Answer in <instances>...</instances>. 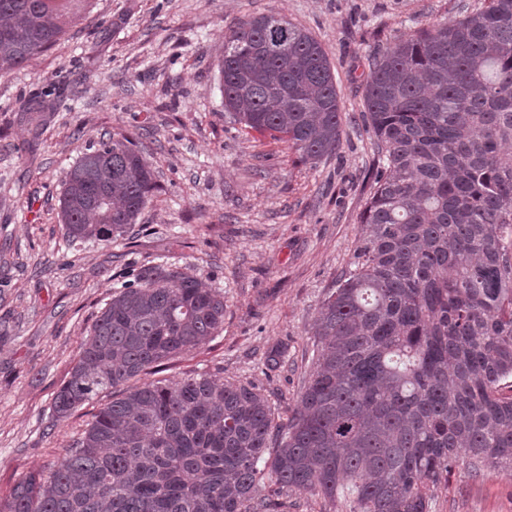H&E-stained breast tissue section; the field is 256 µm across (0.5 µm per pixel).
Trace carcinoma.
<instances>
[{"label": "carcinoma", "instance_id": "1", "mask_svg": "<svg viewBox=\"0 0 512 512\" xmlns=\"http://www.w3.org/2000/svg\"><path fill=\"white\" fill-rule=\"evenodd\" d=\"M91 0H0V76L54 46ZM224 114L285 135L301 159L341 144L328 54L273 14L224 33ZM366 118L380 154L354 268L324 299L315 368L285 422L253 385L208 374L129 382L224 330V294L143 265L100 310L53 410L103 391L60 465L0 512H284L288 493L343 512H430L463 460L512 467V0L469 5L370 54ZM157 188L127 136L66 174L68 242L121 237Z\"/></svg>", "mask_w": 512, "mask_h": 512}]
</instances>
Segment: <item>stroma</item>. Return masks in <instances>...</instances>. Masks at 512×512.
Here are the masks:
<instances>
[{
	"instance_id": "obj_1",
	"label": "stroma",
	"mask_w": 512,
	"mask_h": 512,
	"mask_svg": "<svg viewBox=\"0 0 512 512\" xmlns=\"http://www.w3.org/2000/svg\"><path fill=\"white\" fill-rule=\"evenodd\" d=\"M68 34L0 77V500L27 474L59 465L112 399L67 417L52 403L122 276L166 261L224 294V330L175 359L193 373L255 385L292 415L316 356L321 304L353 267L377 168L364 83L371 51L461 16L462 0H92ZM275 14L325 47L342 116L341 145L301 161L280 134L226 122L217 61L224 33ZM55 90L43 133L19 110ZM129 135L158 188L127 232L130 246L68 245L59 209L66 174L92 143ZM285 350L284 365L264 366ZM430 512H512V469L458 463Z\"/></svg>"
}]
</instances>
